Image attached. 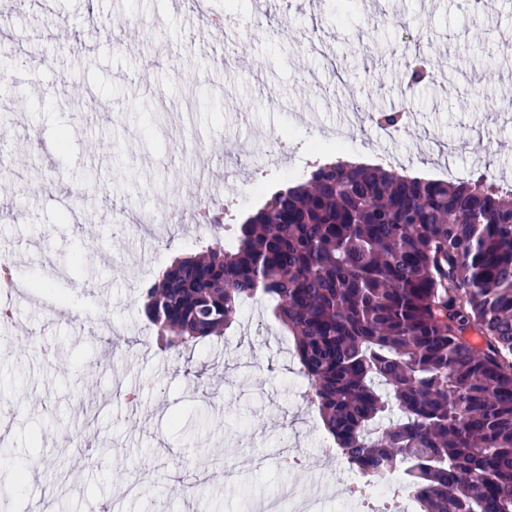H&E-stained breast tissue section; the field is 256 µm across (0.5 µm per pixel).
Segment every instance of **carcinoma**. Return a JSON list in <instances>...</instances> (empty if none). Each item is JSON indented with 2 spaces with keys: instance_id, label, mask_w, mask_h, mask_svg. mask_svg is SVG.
<instances>
[{
  "instance_id": "carcinoma-1",
  "label": "carcinoma",
  "mask_w": 512,
  "mask_h": 512,
  "mask_svg": "<svg viewBox=\"0 0 512 512\" xmlns=\"http://www.w3.org/2000/svg\"><path fill=\"white\" fill-rule=\"evenodd\" d=\"M142 295L178 355L262 296L350 467L403 469L417 512H512V191L487 176L321 163Z\"/></svg>"
}]
</instances>
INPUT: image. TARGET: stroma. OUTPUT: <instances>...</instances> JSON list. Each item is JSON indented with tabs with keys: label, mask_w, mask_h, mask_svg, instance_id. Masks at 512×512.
Masks as SVG:
<instances>
[{
	"label": "stroma",
	"mask_w": 512,
	"mask_h": 512,
	"mask_svg": "<svg viewBox=\"0 0 512 512\" xmlns=\"http://www.w3.org/2000/svg\"><path fill=\"white\" fill-rule=\"evenodd\" d=\"M8 0L0 29V255L46 293L0 324V441L31 480L0 512H256L288 483L318 493L326 470L292 341L268 302L188 361L157 351L141 289L174 258L230 240L262 195L233 200L246 176L265 193L292 162H375L377 130L347 112L404 104L408 126L383 148L410 173L481 174L512 185V0ZM141 37L139 55L123 44ZM430 83L406 90V63ZM222 179V225L190 221L201 168ZM167 218L163 244L118 231L124 215ZM191 374H184L183 365ZM302 446L299 473L275 456ZM238 465L224 481L225 462Z\"/></svg>",
	"instance_id": "35a3bbf8"
}]
</instances>
